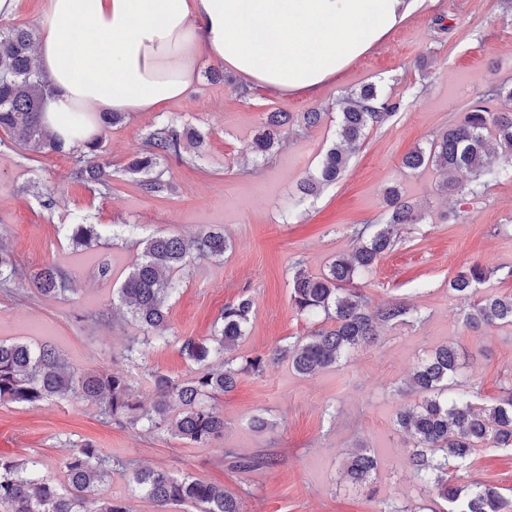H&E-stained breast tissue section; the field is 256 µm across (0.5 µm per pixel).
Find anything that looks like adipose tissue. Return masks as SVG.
<instances>
[{"mask_svg": "<svg viewBox=\"0 0 512 512\" xmlns=\"http://www.w3.org/2000/svg\"><path fill=\"white\" fill-rule=\"evenodd\" d=\"M420 0H49L36 63L44 123L67 144L102 112H159L184 97L200 53L281 93L334 82Z\"/></svg>", "mask_w": 512, "mask_h": 512, "instance_id": "adipose-tissue-1", "label": "adipose tissue"}]
</instances>
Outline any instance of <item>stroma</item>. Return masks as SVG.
<instances>
[{"mask_svg":"<svg viewBox=\"0 0 512 512\" xmlns=\"http://www.w3.org/2000/svg\"><path fill=\"white\" fill-rule=\"evenodd\" d=\"M439 17L444 26L436 25ZM226 72L224 64L201 57L186 97L110 128L98 158L110 175L106 188L74 178L72 153L34 154L0 130V244L26 274L11 293L0 292V338L50 342L77 369L124 372L143 394L150 372L188 377L194 367L174 343L148 349L143 365L127 364L122 352L136 327L119 313L107 325L96 316L110 307L111 281L137 257L140 240L192 238L220 225L231 247L223 261L199 260L183 275L169 310L171 334L211 335L224 305L248 296L254 314L235 358L292 343L323 325L291 303L294 262L322 273L332 257L353 247L357 229L383 222L382 191L394 183L425 218L403 226L393 250L355 285L372 305L406 302L420 322L383 328L377 344L313 376L298 375L284 361L261 375L240 376L221 400L224 434L206 448L115 423L96 406L64 399L37 407L0 404V456L40 460L58 478L70 444L88 442L115 460L224 485L240 497L243 512H384L390 506L442 512L443 502L407 467L394 420L402 406L420 400L405 385L418 361L446 343L457 347L477 402L504 395L512 378V326L471 331L466 306L448 282L480 263L492 270L484 290L512 293V176L462 200L439 191L436 170L410 173L402 159L468 111L490 80L512 83V0H424L336 82L313 93L286 96L254 85L242 97L224 81ZM366 83L398 101L399 111L370 131L340 180L297 203L300 181L336 140L340 100ZM313 109L325 114L320 126L294 127L270 159L248 152L267 113ZM170 121L203 133V154L163 160L168 188L149 195L124 169L149 133ZM77 221L98 226L97 248H70L61 227ZM104 262L112 266L108 281L98 275ZM52 263L67 271L77 293L58 301L36 294L29 274ZM257 415L268 420L265 431L252 429ZM362 446L379 467L355 487L342 461ZM259 455L273 457V465L249 472L231 466L234 458ZM465 478L492 482L512 496V450H477Z\"/></svg>","mask_w":512,"mask_h":512,"instance_id":"1","label":"stroma"}]
</instances>
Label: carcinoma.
Wrapping results in <instances>:
<instances>
[{"label": "carcinoma", "mask_w": 512, "mask_h": 512, "mask_svg": "<svg viewBox=\"0 0 512 512\" xmlns=\"http://www.w3.org/2000/svg\"><path fill=\"white\" fill-rule=\"evenodd\" d=\"M49 93L47 80L36 69L33 39L29 31L14 27L0 33V129L19 137L24 149L42 153L61 151L63 140L42 121V106ZM512 101V86L490 82L482 100L448 125L425 147L408 154L402 166L408 171L433 167L441 176L440 190L461 198H475L481 188L512 167V109L490 111L486 104ZM336 143L325 153L316 173L299 186L300 199L314 196L324 185L338 181L350 155L370 130L385 125L399 103L382 96L366 84L340 101ZM125 118L123 112L99 114V135L73 148L79 166L75 178L104 185L105 173L97 158L102 134ZM288 112H270L250 149L265 157L279 146L294 125ZM183 134L173 123L148 135L147 149L126 167L125 174L148 194L167 188L159 160L182 157ZM496 156L502 169L490 165ZM387 207L385 223L374 231L364 226L356 231V244L348 253L337 254L320 275L310 274L303 263L293 264L291 301L304 316L320 314L331 321L291 344L277 346L266 355L245 357L240 363L228 353L246 335L254 308L253 300L241 296L224 305L214 332L207 338L168 336L169 302L179 293L182 275L199 259L221 261L229 248L223 229L200 233L191 241L176 235L153 236L140 241L141 250L125 273L120 287L112 289V300L127 307L129 319L140 330L122 354L130 364L143 361L146 349L179 344L181 355L196 366L194 375L175 379L149 373L152 398L145 401L133 393V380L114 371L81 372L67 355L51 343L31 344L0 339V403L38 406L57 398H72L96 405L107 419L141 427L149 433L169 434L194 448H206L224 434V411L218 396L236 385L239 375L260 374L269 364L286 360L302 376L330 368L351 351L370 346L383 325L410 324L418 312L402 301L374 309L354 281L378 264L393 246L401 226L417 224L423 214L404 200L400 188L383 191ZM70 244L90 250L99 244L95 224H66ZM491 271L476 263L448 281L456 297L466 303L465 323L478 329L512 325V294L486 293L472 297ZM24 276L13 254L0 245V289ZM39 297L62 299L76 292L73 281L60 266L51 264L31 276ZM462 365L451 344L433 351L411 374L409 387L424 394L421 403L402 409L397 430L410 449L406 463L432 496L447 503L444 512H512V500L504 488L487 481L460 482L458 472L470 468L474 451L484 445L512 449V386L491 404L472 401L461 388ZM128 473L131 490L157 504L160 512L170 505H191L196 512H242L237 496L224 487L189 476L176 478L163 469L140 468L112 458L90 443L72 449L63 462V481L45 474L37 459L0 458V507L4 512H129L121 498L107 492L113 467ZM378 461L368 448L349 454L344 464L348 481L363 484L377 469Z\"/></svg>", "instance_id": "1"}]
</instances>
